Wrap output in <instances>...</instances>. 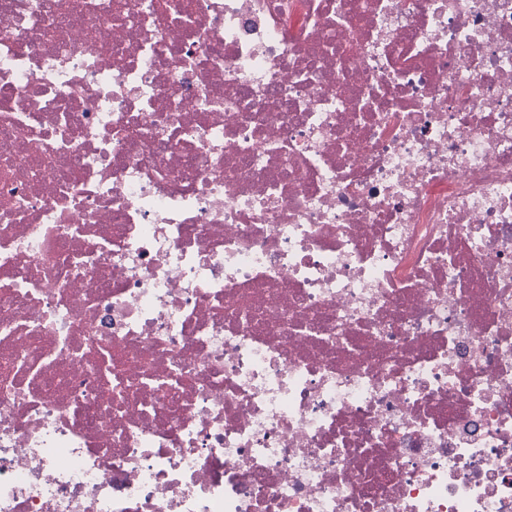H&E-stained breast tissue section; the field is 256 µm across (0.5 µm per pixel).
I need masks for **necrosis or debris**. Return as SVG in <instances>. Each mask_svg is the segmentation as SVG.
I'll use <instances>...</instances> for the list:
<instances>
[{
  "label": "necrosis or debris",
  "instance_id": "4bbe7bcc",
  "mask_svg": "<svg viewBox=\"0 0 512 512\" xmlns=\"http://www.w3.org/2000/svg\"><path fill=\"white\" fill-rule=\"evenodd\" d=\"M0 512H512V0H0Z\"/></svg>",
  "mask_w": 512,
  "mask_h": 512
}]
</instances>
